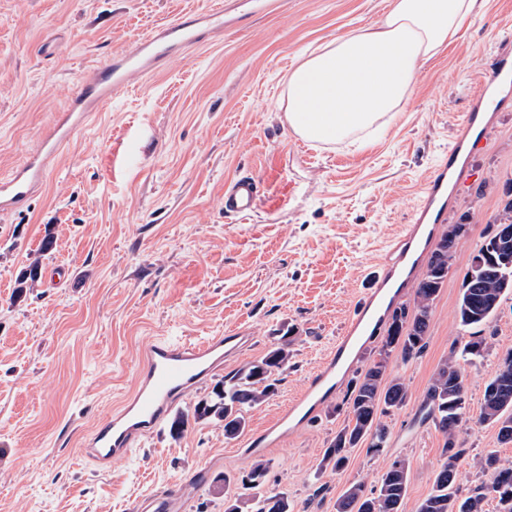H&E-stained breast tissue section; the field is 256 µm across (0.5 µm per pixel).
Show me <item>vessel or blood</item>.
<instances>
[{
  "instance_id": "b4317fda",
  "label": "vessel or blood",
  "mask_w": 512,
  "mask_h": 512,
  "mask_svg": "<svg viewBox=\"0 0 512 512\" xmlns=\"http://www.w3.org/2000/svg\"><path fill=\"white\" fill-rule=\"evenodd\" d=\"M208 30H201L195 20L177 17L137 38L121 55L113 57L104 68L93 71L70 92L68 104L54 122L44 129L36 147L10 174L0 177V220L28 209L31 199L46 183L50 162L84 128L91 113L103 111L131 84L142 76L161 68L184 63L185 52L204 44L210 32L224 29V8L216 6L205 16ZM512 79V56L496 53L478 87L487 90ZM484 141L476 136L470 141L454 140L448 155L430 174L418 206V217L411 228L398 236L386 260L391 270L414 268L429 227L441 224L448 214V183L461 181L466 166L458 165L461 150H475ZM261 193L260 182L252 176L233 179L224 190L220 207L225 216L250 213ZM384 307L379 289H371L352 317L346 336L314 373L299 395L298 404L318 397L336 377V371L347 356L356 337L375 334L381 324ZM241 342L235 335H216L195 341H172L159 338L146 344L143 359L137 367L136 388L120 408L106 416L84 443L83 455L96 465L129 456L146 438L156 434L175 408L181 394L201 385L222 364L225 353L237 349ZM183 499L181 487L173 486L137 500L128 512H178Z\"/></svg>"
}]
</instances>
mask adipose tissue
I'll list each match as a JSON object with an SVG mask.
<instances>
[{
	"label": "adipose tissue",
	"instance_id": "ef3b65f1",
	"mask_svg": "<svg viewBox=\"0 0 512 512\" xmlns=\"http://www.w3.org/2000/svg\"><path fill=\"white\" fill-rule=\"evenodd\" d=\"M485 0H391L377 23L352 29L302 56L281 99L298 139L338 145L390 126L408 103L423 63L483 21Z\"/></svg>",
	"mask_w": 512,
	"mask_h": 512
}]
</instances>
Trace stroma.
<instances>
[{"label": "stroma", "mask_w": 512, "mask_h": 512, "mask_svg": "<svg viewBox=\"0 0 512 512\" xmlns=\"http://www.w3.org/2000/svg\"><path fill=\"white\" fill-rule=\"evenodd\" d=\"M211 0H0V175L36 145L66 107L58 89L78 84L160 22ZM390 0H284L281 11L247 14L223 0L224 37L192 49L184 64L131 85L65 146L30 211L0 223V512H124L164 484L184 485L185 512H224V499L252 512L237 482L268 464L267 485L295 512H336L351 485L375 488L397 460L409 464L403 512L431 492L444 437L420 405L431 378L468 340L456 309L474 255L512 199V86L508 104L481 110L493 122L467 164L471 179L448 207L465 225L448 279L435 299L426 347L415 360L391 353L388 372L408 401L383 416L380 452L350 449L340 471L321 470L325 449L346 424L349 378L377 360L362 350L348 378L306 421L255 445L286 413L361 297L384 253L413 213L426 180L455 138L497 46L512 48V0H486L483 23L422 67L393 125L363 147L315 146L288 130L280 98L302 51L379 21ZM141 152L128 161L132 143ZM242 174L265 187L256 209L225 219L224 186ZM51 250H43L45 238ZM65 281L49 278L56 264ZM38 266L36 280L23 273ZM290 327L292 357L271 399L248 414L239 437L204 421L172 437L146 439L106 470L81 454L91 428L129 394L142 347L161 336L200 339L236 331L249 344L224 374L260 359ZM481 357L461 362L467 423L460 496L486 482L492 451L512 459L497 427L479 423L484 390L512 352V291L492 318Z\"/></svg>", "instance_id": "35a3bbf8"}]
</instances>
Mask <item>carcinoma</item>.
I'll return each mask as SVG.
<instances>
[{
    "mask_svg": "<svg viewBox=\"0 0 512 512\" xmlns=\"http://www.w3.org/2000/svg\"><path fill=\"white\" fill-rule=\"evenodd\" d=\"M464 231L463 224L448 225L428 260L424 277L417 283L413 308L402 305L393 311L381 357L355 382L348 398L349 420L326 448L322 467L342 469L348 450L366 441L370 450L382 448L386 427L381 417L402 408L407 401L405 384L387 373L389 356L397 350L403 360L409 361L423 352L432 305L448 277L456 241ZM478 254L483 256V265H473L466 273L457 308L464 327L488 324L504 293L512 289V202L504 207L499 223L492 225ZM290 357L288 337L283 336L277 347L243 372L217 382L211 394L191 411L176 413L170 422V434L178 437L192 422L215 419L224 423L225 438L238 437L246 428L248 412L275 393L279 382L275 375L288 367ZM458 371L455 360L444 362L434 373L424 399L423 410L443 434L444 446L433 492L417 512H484L490 494L498 499V512H512V475L503 477L496 466L498 456L493 453L486 459V465L492 468L489 482L464 498L456 493L458 469L465 455L458 442L465 409L463 387L455 382ZM481 421L498 427L501 442H512V355L503 360L485 388ZM266 475L267 465L258 459L242 479L248 488L258 491L255 512H293L288 497L264 489ZM407 478L408 463L396 460L373 492L365 493L360 484L349 487L338 500L336 512H402Z\"/></svg>",
    "mask_w": 512,
    "mask_h": 512,
    "instance_id": "obj_1",
    "label": "carcinoma"
}]
</instances>
